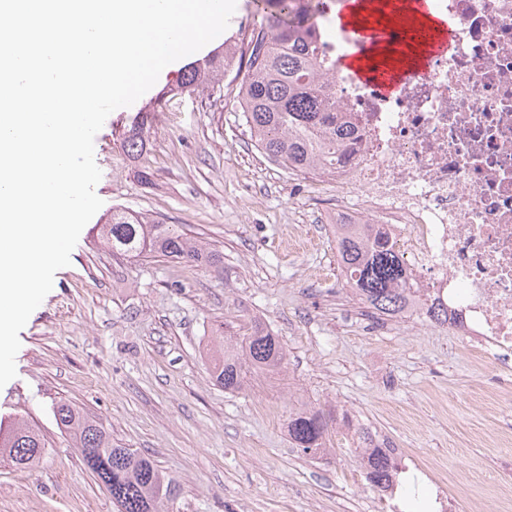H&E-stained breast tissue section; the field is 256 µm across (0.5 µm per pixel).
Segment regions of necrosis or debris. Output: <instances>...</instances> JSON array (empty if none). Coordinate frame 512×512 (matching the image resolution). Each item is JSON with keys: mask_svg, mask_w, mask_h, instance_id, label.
Wrapping results in <instances>:
<instances>
[{"mask_svg": "<svg viewBox=\"0 0 512 512\" xmlns=\"http://www.w3.org/2000/svg\"><path fill=\"white\" fill-rule=\"evenodd\" d=\"M448 20L450 49L400 76L386 93L346 72L374 51L332 10L314 25L336 62L323 78L353 126L336 167L301 173L336 190V221L380 224L408 259L415 304L448 310L447 327L475 356L493 352L499 387L512 388V0H432Z\"/></svg>", "mask_w": 512, "mask_h": 512, "instance_id": "obj_1", "label": "necrosis or debris"}]
</instances>
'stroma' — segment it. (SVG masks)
Listing matches in <instances>:
<instances>
[{
  "instance_id": "obj_1",
  "label": "stroma",
  "mask_w": 512,
  "mask_h": 512,
  "mask_svg": "<svg viewBox=\"0 0 512 512\" xmlns=\"http://www.w3.org/2000/svg\"><path fill=\"white\" fill-rule=\"evenodd\" d=\"M207 44L163 70L94 139L103 205L68 267L19 334L17 375L0 388V423L24 418L46 440L32 471L0 464V512H117L50 407L63 400L103 423L118 444L154 459L180 487L170 512H385L342 436L307 456L288 414L320 409L401 444L405 512L445 488L462 512H512V392L448 330L376 317L340 275L326 222L335 190L296 194L290 170L250 137L239 81L170 94ZM159 102L146 149L121 140ZM180 225L217 251L214 263L130 258L100 244L113 208ZM261 323L285 366L227 392L212 377L221 335Z\"/></svg>"
}]
</instances>
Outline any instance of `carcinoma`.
<instances>
[{"instance_id":"1","label":"carcinoma","mask_w":512,"mask_h":512,"mask_svg":"<svg viewBox=\"0 0 512 512\" xmlns=\"http://www.w3.org/2000/svg\"><path fill=\"white\" fill-rule=\"evenodd\" d=\"M266 25L249 36L247 74L240 87L242 112L251 137L263 153L288 170L334 168L347 157L351 130L336 121V113L322 93L319 77L332 67L319 56L318 34L311 20L324 0H259ZM227 46L195 63L177 84L179 91H194L224 74ZM150 129V112L139 113L126 131L122 147L132 157L141 156ZM341 274L355 296L376 315L397 317L409 306L412 288L402 254L379 224H334ZM112 251L129 257L182 259L210 262L215 257L177 232L171 224L149 222L123 209L101 227ZM221 359L212 370L215 382L238 392L248 376L282 367L285 352L278 339L261 323L242 336H220ZM58 427L69 433L81 456L94 460L98 479L107 488L118 512H169L179 496L176 482L167 478L149 457L133 448L112 443L104 425L75 406L59 402L53 407ZM352 446L367 464V479L380 492L393 482L396 463L390 449L375 442L371 432L355 428ZM329 422L322 412L305 410L288 416V435L294 447L317 454L326 447ZM46 443L38 431L17 421L0 426V462L17 470L34 469L42 460Z\"/></svg>"}]
</instances>
